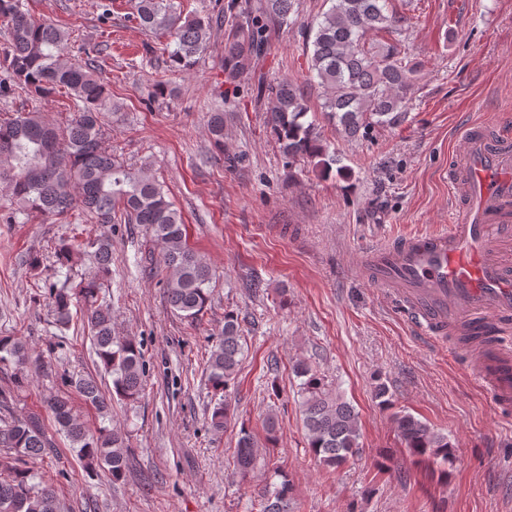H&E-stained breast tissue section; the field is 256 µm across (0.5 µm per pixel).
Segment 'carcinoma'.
Wrapping results in <instances>:
<instances>
[{"label":"carcinoma","instance_id":"carcinoma-1","mask_svg":"<svg viewBox=\"0 0 512 512\" xmlns=\"http://www.w3.org/2000/svg\"><path fill=\"white\" fill-rule=\"evenodd\" d=\"M327 2L330 7L307 33V44L312 46L309 71L323 89L321 112L350 139L400 121L421 65L395 45L383 51L366 46L367 34L394 28L396 14L389 11V0ZM297 5L298 0H258L247 10L245 23L225 30L227 82L256 71L268 51L270 31L293 23ZM133 8L143 30L168 38L162 50L173 66L185 71L207 53L212 25L221 21L219 15L185 16L174 0H134ZM0 18L9 30V40L0 48V97L20 88L39 98L62 93L75 101V111L61 128L33 110L0 117V185L13 198L12 214L65 219L80 207L98 224H110L119 214L129 224L144 225L170 271L166 281L170 306L191 323L199 320L210 302L211 270L188 245L181 213L147 168H131L101 145L102 113L118 107L100 79L98 50L88 46L84 60L72 59L71 33L52 22L32 19L21 10L20 0H0ZM258 89L288 164L305 160L327 175L334 171L346 175L337 152L329 150L314 123L305 121L309 107L299 85L263 79ZM209 132L217 144L224 138V113L218 108L210 115ZM85 255L93 257V270L77 278L73 264ZM55 257L56 281L45 296L53 323L61 330L69 328L72 308L83 306L91 344L112 385L104 388L95 378L81 375L65 379L66 386L106 421L93 432L75 416L69 394L49 396L45 407L56 431L69 440L79 465L89 472L103 470L117 482L125 476L129 455L123 434L110 425L112 402L134 406L143 394L144 380L137 343L112 334V306L104 293L112 267V239L102 234L81 241L63 238L55 247ZM454 335L482 357L491 356L489 326L467 324ZM246 347L238 318L227 314L206 367L215 397L210 425L216 432L232 424L224 389L236 379ZM29 364L37 374L51 370L41 357L31 356L21 339L0 336V373L10 372L14 380L13 387L0 390V512H63L55 490L30 466L32 460L52 453L55 441L38 415L14 411L17 393L28 383L23 369ZM293 371L301 379V415L310 451L335 470L360 451L359 414L308 363L297 362ZM393 423L401 443L417 461L446 462L453 455L448 435L413 414L399 412ZM230 459L243 478L267 463L254 436L243 427ZM290 493L284 475L265 491L262 512H290Z\"/></svg>","mask_w":512,"mask_h":512}]
</instances>
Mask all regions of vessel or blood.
<instances>
[{"mask_svg":"<svg viewBox=\"0 0 512 512\" xmlns=\"http://www.w3.org/2000/svg\"><path fill=\"white\" fill-rule=\"evenodd\" d=\"M466 148L448 172L456 198L447 229L370 251L369 272L390 297L415 313L421 331L445 335L472 316L512 315V267L493 242L512 237V149L466 131ZM476 379L502 403L512 402V364L481 361Z\"/></svg>","mask_w":512,"mask_h":512,"instance_id":"vessel-or-blood-1","label":"vessel or blood"}]
</instances>
